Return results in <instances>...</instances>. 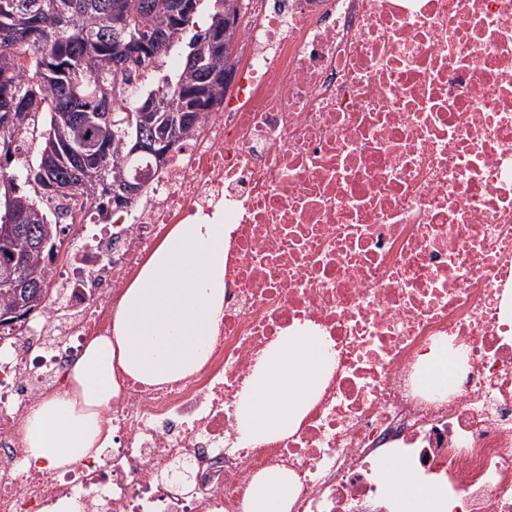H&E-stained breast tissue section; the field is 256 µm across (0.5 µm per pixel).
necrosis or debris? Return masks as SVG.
<instances>
[{
    "label": "necrosis or debris",
    "mask_w": 512,
    "mask_h": 512,
    "mask_svg": "<svg viewBox=\"0 0 512 512\" xmlns=\"http://www.w3.org/2000/svg\"><path fill=\"white\" fill-rule=\"evenodd\" d=\"M240 40L141 203L101 224L67 202L48 307L0 331V512H242L275 468L288 512H396L390 456L447 512H512V0H254ZM217 214L233 230L204 364L116 371L102 454L21 471L30 411L71 387L174 227ZM306 321L336 353L321 391L288 436L243 443L239 391Z\"/></svg>",
    "instance_id": "necrosis-or-debris-1"
}]
</instances>
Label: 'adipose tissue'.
<instances>
[{
	"instance_id": "adipose-tissue-1",
	"label": "adipose tissue",
	"mask_w": 512,
	"mask_h": 512,
	"mask_svg": "<svg viewBox=\"0 0 512 512\" xmlns=\"http://www.w3.org/2000/svg\"><path fill=\"white\" fill-rule=\"evenodd\" d=\"M229 225H177L128 288L111 336L86 347L73 370L82 402L59 392L31 410L25 422V467L53 471L76 457H98L102 409L118 390L115 369L149 383L176 381L199 369L221 322L224 304V235ZM331 368L328 343L307 327L282 338L261 356L239 400L243 442L259 444L295 428ZM388 483L403 496L404 512H444L435 488L418 487L407 468L388 462ZM286 472L260 473L243 498V512H286Z\"/></svg>"
}]
</instances>
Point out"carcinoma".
<instances>
[{
	"label": "carcinoma",
	"mask_w": 512,
	"mask_h": 512,
	"mask_svg": "<svg viewBox=\"0 0 512 512\" xmlns=\"http://www.w3.org/2000/svg\"><path fill=\"white\" fill-rule=\"evenodd\" d=\"M174 0H0V32L13 27L16 20L26 16L34 21L27 30V40L14 45L10 57L0 54V91L7 90L10 97H0V179L10 184L12 197L0 191V225L14 222L26 227L5 246L0 247V257L17 254L24 257L32 275L28 297V310L42 311L49 302L48 280L54 251L61 245V235L66 227L56 224L49 204L62 201L52 189V182L65 178L66 165L42 169L41 164H23L10 170L14 151L19 149L20 135L32 131L39 134L42 149L53 144L59 158L67 157V148L73 144L101 139L100 157L93 164L104 168L106 183L123 185L133 179L144 180L143 169L154 161L151 156L129 158L130 137L125 134V113L140 109L141 88L134 86L131 94L112 101L110 111L113 122L110 129L101 132L95 126L96 113L101 108L104 90L112 87L114 63L122 49L112 33V18L130 12L135 22L149 30L162 17L168 15ZM212 12L208 26L198 38L199 52L203 55L204 69L197 70L190 56H185L183 67L175 77L165 78L157 87L174 99L182 112L178 126L169 131L163 128L161 116L153 115L142 125L146 133L164 134L175 140L184 138L204 119L206 112L224 96V74L229 72L230 58L224 50L214 49L209 35L224 25V0H211ZM54 26L60 37L52 48V60L78 64L89 55L94 63L86 75L81 95H69L65 78L52 71L34 81L40 68L45 66L46 48L39 42L37 30ZM174 48L172 44L148 41L140 51L141 67L155 63ZM28 183L33 193L19 191L17 181ZM85 198H95L99 219H105L113 207L112 196L103 191L89 192ZM50 239L48 246L36 250L31 238ZM16 297L0 289V318L13 319Z\"/></svg>",
	"instance_id": "1"
}]
</instances>
